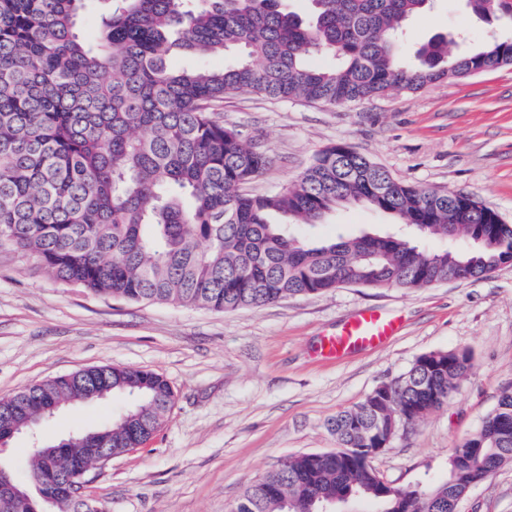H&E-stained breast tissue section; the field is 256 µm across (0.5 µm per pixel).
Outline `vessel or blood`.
<instances>
[{
	"instance_id": "1",
	"label": "vessel or blood",
	"mask_w": 512,
	"mask_h": 512,
	"mask_svg": "<svg viewBox=\"0 0 512 512\" xmlns=\"http://www.w3.org/2000/svg\"><path fill=\"white\" fill-rule=\"evenodd\" d=\"M401 328L399 317L364 309L352 314L336 332L323 337V357L340 359L366 349L386 345Z\"/></svg>"
}]
</instances>
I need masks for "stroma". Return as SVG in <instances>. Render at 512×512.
Wrapping results in <instances>:
<instances>
[{
	"label": "stroma",
	"mask_w": 512,
	"mask_h": 512,
	"mask_svg": "<svg viewBox=\"0 0 512 512\" xmlns=\"http://www.w3.org/2000/svg\"><path fill=\"white\" fill-rule=\"evenodd\" d=\"M436 34L447 36L453 58L490 38H512V26L477 18L462 0H437L427 18L410 23L402 62L417 64ZM218 118L273 158L247 192L280 189L319 150L344 143L398 180L470 195L512 224V65L338 107L234 94ZM393 223L368 206L339 207L302 233H387ZM361 309L402 317L403 325L384 347L337 360L315 356L320 337ZM451 349L470 351L473 371L448 404L370 459L394 486L444 479L450 448L512 387V265L417 290L343 286L220 313L99 295L0 247V398L103 364L157 372L174 391L149 441L91 473L85 493L107 512H228L249 483L288 456L334 450L328 421L336 413L406 373L418 356ZM131 404L117 394L63 408L1 444L0 462L32 487L34 440L96 429ZM457 512H512V465L470 489Z\"/></svg>",
	"instance_id": "35a3bbf8"
}]
</instances>
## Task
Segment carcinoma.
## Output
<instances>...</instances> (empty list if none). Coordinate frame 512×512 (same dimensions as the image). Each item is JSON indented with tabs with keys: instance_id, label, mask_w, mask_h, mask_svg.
Masks as SVG:
<instances>
[{
	"instance_id": "carcinoma-1",
	"label": "carcinoma",
	"mask_w": 512,
	"mask_h": 512,
	"mask_svg": "<svg viewBox=\"0 0 512 512\" xmlns=\"http://www.w3.org/2000/svg\"><path fill=\"white\" fill-rule=\"evenodd\" d=\"M83 0H0V243L52 278L128 302L217 312L262 307L344 285L428 288L512 264V224L461 193L400 182L343 144L319 151L298 179L269 194L244 185L271 155L215 113L252 93L345 105L415 90L448 72L512 64V40L448 60V40L398 59L399 37L432 0H310L302 18L281 0H110L99 41L75 33ZM479 18L512 22V0H465ZM237 53L221 69L175 70L169 58ZM329 54L332 68L309 58ZM361 202L405 233L310 240L317 224ZM454 243L430 249L427 239ZM464 350L416 358L400 377L328 420L337 448L292 455L242 493L231 512H317L318 500H367L372 512H448L512 464V389L454 445L437 483L385 486L365 457L444 406L473 370ZM136 399L102 434L113 456L139 448L172 404L170 384L142 369L100 365L0 398V436L88 389Z\"/></svg>"
}]
</instances>
